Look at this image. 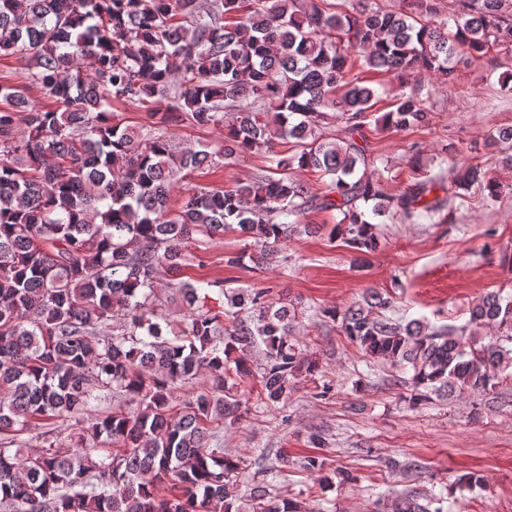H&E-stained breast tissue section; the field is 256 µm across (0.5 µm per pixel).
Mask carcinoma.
Wrapping results in <instances>:
<instances>
[{
	"mask_svg": "<svg viewBox=\"0 0 512 512\" xmlns=\"http://www.w3.org/2000/svg\"><path fill=\"white\" fill-rule=\"evenodd\" d=\"M457 2L441 18L435 0L399 11L343 0L337 12L327 0H0V55L24 59L57 103L35 109L0 85V434L79 425L42 452L0 448V512H305L276 492L280 467L252 483L242 458L210 445L218 425L241 418L238 385L254 376V348L265 349L256 400L269 408L316 372L293 338L297 309L276 305L268 288H229L228 308L216 310L179 282L175 325L151 307L157 274L183 266L193 235L235 231L252 243L228 262L260 269L300 227L328 230L364 264L380 248L376 224H433L474 188L497 202L504 186L480 161H456L391 194L355 138L370 123L431 124L409 73L451 85L456 58L512 51V0ZM356 60L400 80L390 110L376 113L378 90L352 74ZM176 67L174 111L161 112L156 97L170 91ZM114 101L145 109L151 122L123 124ZM226 112L233 121L217 151L177 150L163 133L179 119L224 125ZM331 116L342 124L336 137ZM275 138L295 151H275ZM489 140L512 168V126ZM246 153L273 158L245 182L195 190L170 208L180 174ZM298 170L321 173L323 191L294 179ZM324 211L341 218L330 228L306 222ZM390 307L391 297L368 289L323 314L365 355L412 370L408 402L488 396L512 379L511 295L480 296L456 336L384 315ZM115 320L116 330L100 332ZM203 374L211 386L176 402L175 391ZM114 391L137 410L94 414ZM324 466L319 456L299 460L322 486L333 483ZM444 502L410 491L393 512H445Z\"/></svg>",
	"mask_w": 512,
	"mask_h": 512,
	"instance_id": "1",
	"label": "carcinoma"
}]
</instances>
